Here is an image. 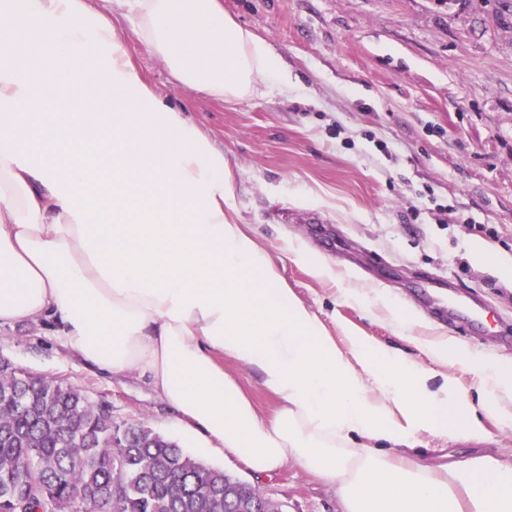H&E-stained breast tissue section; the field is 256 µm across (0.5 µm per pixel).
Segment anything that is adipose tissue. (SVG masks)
<instances>
[{"label":"adipose tissue","instance_id":"ef3b65f1","mask_svg":"<svg viewBox=\"0 0 512 512\" xmlns=\"http://www.w3.org/2000/svg\"><path fill=\"white\" fill-rule=\"evenodd\" d=\"M113 3L193 92L288 86L221 0ZM233 196L223 148L143 81L94 0H0V327L51 324L85 365L147 379L204 449L259 478L296 464L345 512H512V462L426 464L411 439L511 425L512 358L424 336L426 369L351 328L330 335L227 216ZM223 357L258 376L273 417Z\"/></svg>","mask_w":512,"mask_h":512}]
</instances>
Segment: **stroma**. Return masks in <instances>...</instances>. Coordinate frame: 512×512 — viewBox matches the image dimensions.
I'll return each mask as SVG.
<instances>
[{
    "instance_id": "stroma-1",
    "label": "stroma",
    "mask_w": 512,
    "mask_h": 512,
    "mask_svg": "<svg viewBox=\"0 0 512 512\" xmlns=\"http://www.w3.org/2000/svg\"><path fill=\"white\" fill-rule=\"evenodd\" d=\"M223 2L280 56L288 91L233 101L194 93L120 13L112 26L143 80L223 147L236 185L226 212L331 335L353 327L423 367L431 360L414 338L427 328L512 357V279L464 248L480 239L512 256V0ZM316 259L335 279L315 274ZM347 288L383 291L408 314L407 334L380 310L343 303ZM1 357L83 388L111 406L115 422L176 442L282 512H343L335 486L297 465L259 479L231 455L199 453L145 380L86 367L49 325L1 328ZM483 423L471 442L416 432L418 458L434 465L491 448L511 460L512 427Z\"/></svg>"
}]
</instances>
